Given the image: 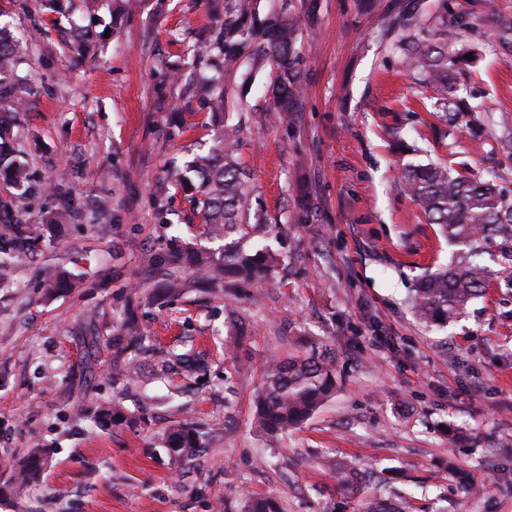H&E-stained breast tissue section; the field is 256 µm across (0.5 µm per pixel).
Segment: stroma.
<instances>
[{"label": "stroma", "instance_id": "35a3bbf8", "mask_svg": "<svg viewBox=\"0 0 512 512\" xmlns=\"http://www.w3.org/2000/svg\"><path fill=\"white\" fill-rule=\"evenodd\" d=\"M297 46L303 94L286 123L268 108L269 71L249 93L224 80V110L242 121L238 163L263 227L249 247L280 266L270 283L239 282L203 297L145 304L169 248L199 242L202 216L173 167L224 131L165 82L190 66L211 19L207 0H139L116 19L111 0H0L20 42L23 110L12 133L41 194L23 218L45 223V188L69 186L74 211L58 237L23 256L0 285V484L33 444L48 467L0 497V512H215L218 499L274 497L281 512H512V291L488 287L445 327L414 316L412 288L449 264L450 246L399 183L402 164L435 163L469 177L495 171L512 196V156L476 149L512 137V46L493 34L512 0H318ZM463 30L453 68L472 106L455 126L432 114L430 89L394 46L446 24ZM97 32L86 59L69 40ZM110 203L101 219L97 205ZM310 200L307 223L294 222ZM59 265L68 290L48 293ZM135 309L141 330L203 358V379L173 383L143 363L140 387L112 385L111 336ZM237 335V348L224 339ZM330 350L336 392L287 436L254 425L265 358ZM119 401L135 422L102 427L90 412ZM186 418L204 425L200 456L179 460L160 435ZM356 465L343 488L337 468Z\"/></svg>", "mask_w": 512, "mask_h": 512}]
</instances>
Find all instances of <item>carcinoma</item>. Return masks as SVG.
Wrapping results in <instances>:
<instances>
[{
	"mask_svg": "<svg viewBox=\"0 0 512 512\" xmlns=\"http://www.w3.org/2000/svg\"><path fill=\"white\" fill-rule=\"evenodd\" d=\"M209 7L215 28L211 36L199 40L194 60L234 74L245 83L251 82L255 73L269 69L273 98L269 111L278 113L281 120L288 118L302 90L303 57L296 49L299 18L295 11L287 0L273 4L261 20L253 16L246 0H209ZM458 37L457 31L445 29L438 43L410 37L395 46L413 77L433 88V107L446 124L455 122L457 113L469 111L449 77L452 59L448 43ZM16 54V40L0 27V112L7 108L20 112L22 88L13 81ZM223 101V82L213 79L199 84V108L217 110ZM240 146V126L227 123L224 137L207 153L197 156L185 170L173 171L175 182L191 183L201 195L197 204L206 236L205 244L171 255L169 261L193 268L196 287L203 291L224 287L227 274L242 281L271 282L279 265L269 249L245 248L261 218L251 214L247 174L236 160ZM0 180L10 189L9 202L0 203L1 284L12 260L33 253L47 228L69 217V210L51 213L45 224H24L16 218L28 204L32 174L5 129H0ZM399 181L427 222L439 225L448 241L462 247L454 263L420 280L414 288L412 308L420 322L455 321L492 282L512 289V200L502 194L495 179L454 174L431 163L404 166ZM112 346L134 353L132 358L112 363V380L128 384L139 380V354L157 356L166 375L178 374L176 367L190 359L187 353L160 347L132 319L124 321L112 337ZM335 389V370L325 357L298 354L267 360L256 400L260 429L270 436L287 434L306 421ZM93 418L104 427L133 423L115 402L99 405ZM164 442L178 458L191 459L202 448V433L183 423L164 433ZM47 456L45 448L31 449L12 483H24L41 472ZM243 512H280V507L272 498H247Z\"/></svg>",
	"mask_w": 512,
	"mask_h": 512,
	"instance_id": "1",
	"label": "carcinoma"
}]
</instances>
